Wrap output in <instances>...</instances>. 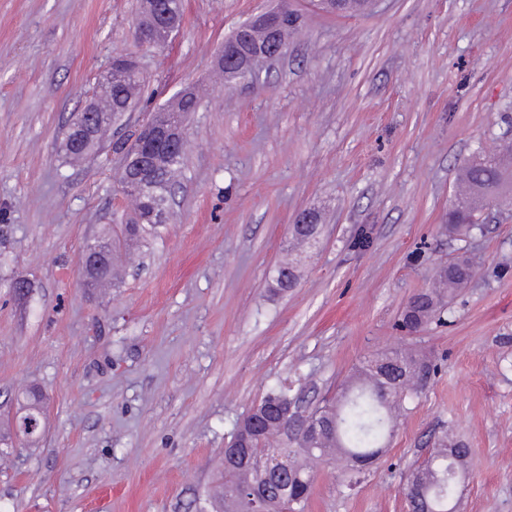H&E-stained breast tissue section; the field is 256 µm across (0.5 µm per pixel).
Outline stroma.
Listing matches in <instances>:
<instances>
[{
  "mask_svg": "<svg viewBox=\"0 0 512 512\" xmlns=\"http://www.w3.org/2000/svg\"><path fill=\"white\" fill-rule=\"evenodd\" d=\"M287 2L299 19L256 81L211 87L224 38ZM142 0H0V431L38 386L37 446L0 454V512H194L237 419L272 387L314 408L364 357L414 346L438 365L352 491L314 465L308 512H406L405 476L451 431L470 450L461 512H512V211L477 216L483 261L445 322L398 327L408 297L465 248L457 174L512 142V0H183L165 46L135 36ZM143 98L206 86L186 122L168 220L106 296L86 243L119 233L112 125L81 163L57 145L115 53ZM317 213L296 287L272 290L297 215ZM25 279L24 295L12 287Z\"/></svg>",
  "mask_w": 512,
  "mask_h": 512,
  "instance_id": "35a3bbf8",
  "label": "stroma"
}]
</instances>
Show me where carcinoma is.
Masks as SVG:
<instances>
[{"mask_svg":"<svg viewBox=\"0 0 512 512\" xmlns=\"http://www.w3.org/2000/svg\"><path fill=\"white\" fill-rule=\"evenodd\" d=\"M134 56L121 52L112 58V78L100 84L97 95L107 103V112L98 111V102L92 101L96 120H109V116H122L132 111L144 82L140 70L124 68ZM200 97L193 88L181 91L162 105L151 110V120L159 125L171 122L183 123L185 114L198 110ZM186 150L158 152L150 161L153 173L152 194L161 202L169 185L182 174ZM512 159V150L501 148L495 153L479 152L462 171L468 191V199H456L448 212V235L474 237L479 225L475 224V212L491 203L512 200V172L501 162ZM119 193L131 198L142 223L133 225L132 233L124 237L126 242L138 240L146 231L157 229L161 221L150 216V209L143 200L126 191L123 177H118ZM317 218L311 215L307 224H295L294 240L312 245L316 242ZM462 262L451 263L447 273L436 268L432 285L413 294L402 313L404 327H424L434 320H442L445 298L465 287L475 272L474 258L461 256ZM299 277L297 262L287 259L275 270L276 289L286 291L296 286ZM436 366L424 353L387 349L378 351L355 367L339 386L336 396L322 406H316L311 414L322 424L315 450L285 447L280 434V421L284 409L291 402L288 389L271 390L262 401L235 425L231 439L248 434L247 448L224 449V457L217 467L219 478L207 492L204 506L199 512H212L224 506V512H254L259 508L252 489L261 486L266 492L265 508L279 512L288 505L290 512H307L313 481L311 463L338 462L341 464L339 484L352 489L365 474L367 468L378 463L386 450L385 436L392 432L397 415L404 410L406 400L419 393L411 385L417 379L427 383ZM28 395L20 405V418L36 416L42 409L43 395L39 388H26ZM436 454L428 472L420 475L417 468L410 469L406 484L416 486L417 492L405 497L407 512H448V502L457 493V487L448 480V470H465L470 450L465 444L443 435L434 443ZM288 456L290 469L258 471L256 458L275 454Z\"/></svg>","mask_w":512,"mask_h":512,"instance_id":"cac0c4a2","label":"carcinoma"}]
</instances>
